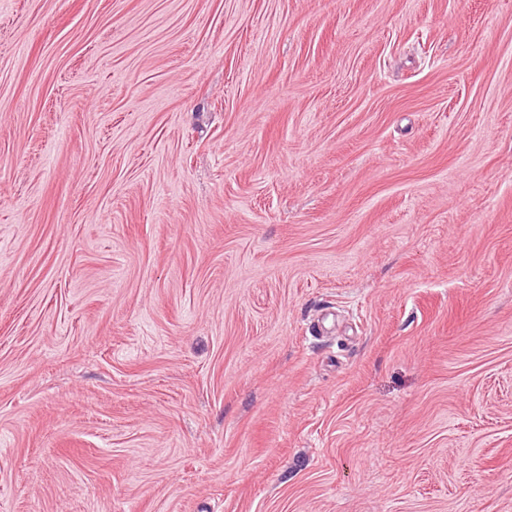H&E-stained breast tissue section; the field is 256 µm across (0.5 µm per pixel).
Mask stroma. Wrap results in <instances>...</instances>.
Returning a JSON list of instances; mask_svg holds the SVG:
<instances>
[{
  "mask_svg": "<svg viewBox=\"0 0 512 512\" xmlns=\"http://www.w3.org/2000/svg\"><path fill=\"white\" fill-rule=\"evenodd\" d=\"M0 512H512V0H0Z\"/></svg>",
  "mask_w": 512,
  "mask_h": 512,
  "instance_id": "obj_1",
  "label": "stroma"
}]
</instances>
